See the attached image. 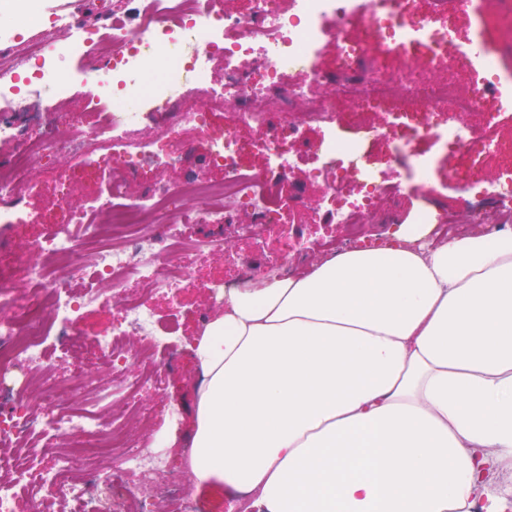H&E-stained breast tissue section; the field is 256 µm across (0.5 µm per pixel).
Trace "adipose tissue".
Masks as SVG:
<instances>
[{"label":"adipose tissue","instance_id":"1","mask_svg":"<svg viewBox=\"0 0 512 512\" xmlns=\"http://www.w3.org/2000/svg\"><path fill=\"white\" fill-rule=\"evenodd\" d=\"M380 247L231 291L190 347L184 465L244 512H512V230Z\"/></svg>","mask_w":512,"mask_h":512}]
</instances>
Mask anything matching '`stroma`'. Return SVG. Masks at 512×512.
<instances>
[{"mask_svg": "<svg viewBox=\"0 0 512 512\" xmlns=\"http://www.w3.org/2000/svg\"><path fill=\"white\" fill-rule=\"evenodd\" d=\"M104 87L89 81L76 84L65 100L62 112L56 113L55 119L59 127H67L72 118H79L83 130H94L98 116L87 108V100L93 95H105ZM199 105L209 107L212 111L210 127L196 128L189 125H178L177 115L157 114L148 121L142 130V137L161 134L164 127L178 126L180 136L186 145V160L177 168L159 170L154 183L159 187L175 188L181 182L197 175L210 174L218 178V171L206 168L205 155L207 140L210 136L220 134L224 124L233 118L237 106L226 99L212 97L203 93L197 94ZM419 153L434 158L436 168L432 173L431 182L434 187L432 194L405 193L401 198L383 201L382 215L371 226L376 237L384 234L400 224H409L427 208H442L458 214H467L471 198L464 192L465 166L463 162L448 165L442 152L431 141L422 140L416 145ZM86 162L83 155L60 150L55 155L35 163L31 179L37 190L27 199L28 206L38 212L54 213L58 205L55 187V172L67 170L71 176V192L69 201L76 206L85 205L92 198L106 193L117 178V171L111 166H104L100 180L87 183L81 180L80 172ZM325 188V180L321 177L308 175L304 170H295L284 184L282 195L285 200L283 221L291 225L293 230L305 238V244L299 252L288 258L289 265L304 270L311 263L320 259L327 251H338L348 245L346 229L334 222L331 215L320 206L319 199ZM246 215H238L235 220L219 226L209 224H189L185 233L190 238L210 237L223 242L224 253L215 259H201L190 273V283L182 300L173 304L167 300L153 299L152 305L162 323H177L178 330L171 347L156 351L154 361L164 379L161 392L148 396L147 401L156 412V426L160 432L175 431L177 444L168 447L167 453L171 465H178L183 454L182 441L186 439L188 425L186 420H173L168 414L169 407L186 408L191 399V383L195 377L194 367L190 358L189 346L199 324V316L207 305L204 290L206 281L217 278H235L243 266H250L255 272H262L277 260L273 249L259 248L250 241L241 239L237 232L238 224L246 222Z\"/></svg>", "mask_w": 512, "mask_h": 512, "instance_id": "35a3bbf8", "label": "stroma"}]
</instances>
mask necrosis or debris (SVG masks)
<instances>
[{"instance_id": "obj_1", "label": "necrosis or debris", "mask_w": 512, "mask_h": 512, "mask_svg": "<svg viewBox=\"0 0 512 512\" xmlns=\"http://www.w3.org/2000/svg\"><path fill=\"white\" fill-rule=\"evenodd\" d=\"M135 3L132 27L117 16L61 10L37 36L0 43V104H13L19 71L29 62L39 64L25 90L34 135L18 138L15 125L0 118V140L18 143L13 157L0 163V226L40 223L23 191L32 164L63 148L87 154L96 168L101 161L92 143L108 140L113 164L141 183L149 182L152 168L181 164L185 150L177 129L135 145L128 137L157 112L208 126L210 111L190 103L198 86H218L238 103L223 135L208 143V165L223 170L224 181L196 177L136 203L126 202L125 182L115 181L111 195L85 207L65 206L62 220L16 255L25 292L0 277V419L9 439L0 448V512H23L28 502L37 512H82L88 502L101 512H204L189 490L187 471L171 468L152 411L140 401L143 392L162 390V376L132 373L126 366L128 358L169 345L175 333L159 325L150 298L177 300L193 258L218 250L207 238L183 244L190 217L176 199L199 200L198 218L206 224L248 215L239 233L260 244L281 222L282 186L294 160H315L320 170L333 173L322 204L358 241L383 200L430 190L431 160L416 159L413 180L402 183L379 172L377 154L390 161L406 157L414 140L432 137L465 159L474 201L465 217L427 210L419 223L433 225L440 237L512 228V179L502 181L491 202L481 176L487 156L503 145L489 128L469 121L492 88L512 85V55L490 53L482 64L484 81L462 94L452 82L417 72L422 64L471 70L468 57L449 56L445 34L434 31L424 46L399 38L404 24H422L432 11L456 23L458 13L448 0H295L288 10L281 0H249L243 13L225 11L223 0ZM356 14L366 30L358 38L348 25ZM324 40L334 46L329 70L316 49ZM90 51L112 91L94 104L100 120L93 133H65L52 115L77 76L62 61ZM216 55L224 58L219 85L210 66ZM146 56L153 61L148 69L142 65ZM325 83L333 85L332 94H315ZM273 92L282 99L277 112L266 106ZM344 110L351 114L349 137L305 138L307 128L331 126ZM256 155L262 167L248 165ZM102 280L111 283L110 296L99 291ZM109 304L116 309L111 328L86 337L79 328L85 311ZM51 336L60 339L62 354L48 351ZM91 355L107 359V375L83 370ZM126 400L140 434L106 414L112 403ZM116 467L134 479L133 487H113Z\"/></svg>"}]
</instances>
